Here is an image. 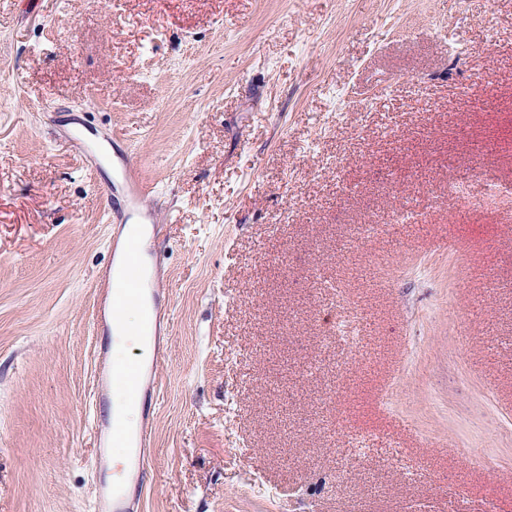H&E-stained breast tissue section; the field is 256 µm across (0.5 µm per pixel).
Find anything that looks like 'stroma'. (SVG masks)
Returning a JSON list of instances; mask_svg holds the SVG:
<instances>
[{"instance_id": "1", "label": "stroma", "mask_w": 512, "mask_h": 512, "mask_svg": "<svg viewBox=\"0 0 512 512\" xmlns=\"http://www.w3.org/2000/svg\"><path fill=\"white\" fill-rule=\"evenodd\" d=\"M475 161L487 195L448 196ZM509 184L512 0H0V512H91L131 224L174 310L138 512H512L444 447L512 455ZM416 215L417 214L413 208H408L396 214L394 218H391L389 221H385L382 223L364 224V226H360L354 233V237L367 238L375 236L381 231H384V224H401L406 222L407 220L414 219ZM98 368L94 381V402L95 405H103L111 402L112 382L114 377L112 357L99 352Z\"/></svg>"}]
</instances>
